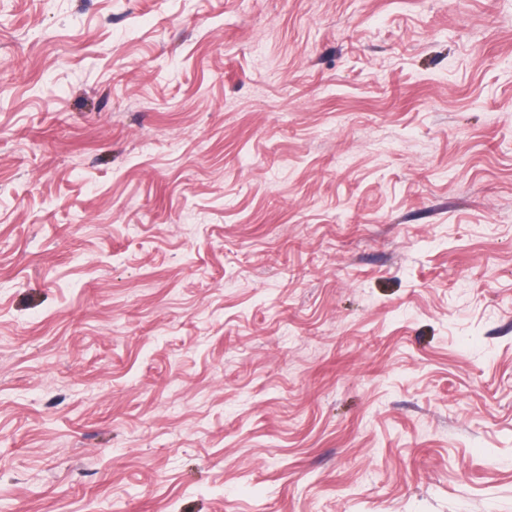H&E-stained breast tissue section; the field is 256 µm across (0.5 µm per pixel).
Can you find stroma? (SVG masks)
<instances>
[{
    "mask_svg": "<svg viewBox=\"0 0 512 512\" xmlns=\"http://www.w3.org/2000/svg\"><path fill=\"white\" fill-rule=\"evenodd\" d=\"M0 512H512V0H0Z\"/></svg>",
    "mask_w": 512,
    "mask_h": 512,
    "instance_id": "stroma-1",
    "label": "stroma"
}]
</instances>
